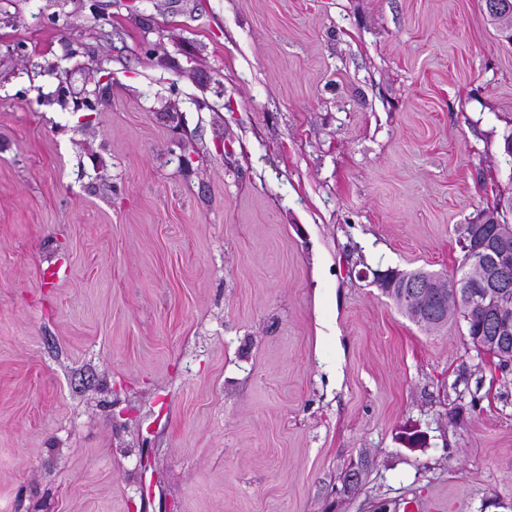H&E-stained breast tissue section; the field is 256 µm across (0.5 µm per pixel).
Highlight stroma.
I'll use <instances>...</instances> for the list:
<instances>
[{
    "mask_svg": "<svg viewBox=\"0 0 512 512\" xmlns=\"http://www.w3.org/2000/svg\"><path fill=\"white\" fill-rule=\"evenodd\" d=\"M511 134L482 0H0V512H512V367L370 277Z\"/></svg>",
    "mask_w": 512,
    "mask_h": 512,
    "instance_id": "1",
    "label": "stroma"
}]
</instances>
